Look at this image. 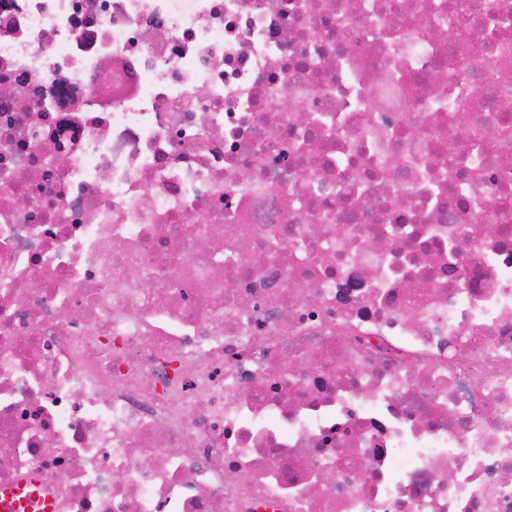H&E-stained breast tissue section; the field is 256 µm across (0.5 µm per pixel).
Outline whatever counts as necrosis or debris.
Listing matches in <instances>:
<instances>
[{
  "label": "necrosis or debris",
  "instance_id": "1",
  "mask_svg": "<svg viewBox=\"0 0 512 512\" xmlns=\"http://www.w3.org/2000/svg\"><path fill=\"white\" fill-rule=\"evenodd\" d=\"M504 130L512 0H0V488L512 512Z\"/></svg>",
  "mask_w": 512,
  "mask_h": 512
}]
</instances>
